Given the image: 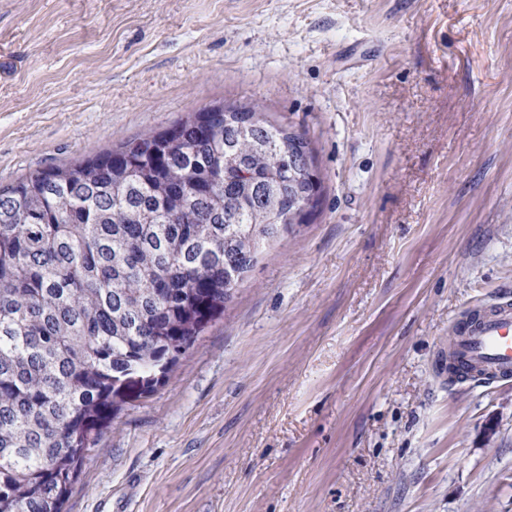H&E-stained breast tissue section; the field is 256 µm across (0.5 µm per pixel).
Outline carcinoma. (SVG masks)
Returning a JSON list of instances; mask_svg holds the SVG:
<instances>
[{
	"instance_id": "1",
	"label": "carcinoma",
	"mask_w": 512,
	"mask_h": 512,
	"mask_svg": "<svg viewBox=\"0 0 512 512\" xmlns=\"http://www.w3.org/2000/svg\"><path fill=\"white\" fill-rule=\"evenodd\" d=\"M0 186V512H62L78 466L297 223L315 160L259 104Z\"/></svg>"
}]
</instances>
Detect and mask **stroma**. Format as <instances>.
I'll list each match as a JSON object with an SVG mask.
<instances>
[{"instance_id": "1", "label": "stroma", "mask_w": 512, "mask_h": 512, "mask_svg": "<svg viewBox=\"0 0 512 512\" xmlns=\"http://www.w3.org/2000/svg\"><path fill=\"white\" fill-rule=\"evenodd\" d=\"M254 101L320 205L64 512H512V378H448L512 291V0H0V185Z\"/></svg>"}]
</instances>
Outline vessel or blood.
<instances>
[{
    "instance_id": "1",
    "label": "vessel or blood",
    "mask_w": 512,
    "mask_h": 512,
    "mask_svg": "<svg viewBox=\"0 0 512 512\" xmlns=\"http://www.w3.org/2000/svg\"><path fill=\"white\" fill-rule=\"evenodd\" d=\"M451 363L481 379L512 377V304L497 303L454 338Z\"/></svg>"
}]
</instances>
